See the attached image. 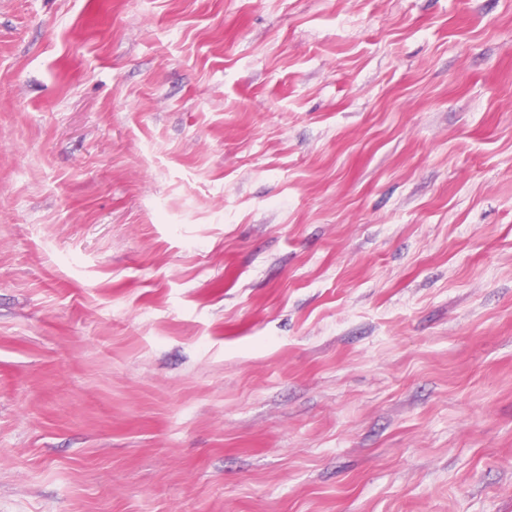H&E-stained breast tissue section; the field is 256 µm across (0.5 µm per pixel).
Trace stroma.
I'll return each instance as SVG.
<instances>
[{"label": "stroma", "mask_w": 512, "mask_h": 512, "mask_svg": "<svg viewBox=\"0 0 512 512\" xmlns=\"http://www.w3.org/2000/svg\"><path fill=\"white\" fill-rule=\"evenodd\" d=\"M0 512H512V0H0Z\"/></svg>", "instance_id": "35a3bbf8"}]
</instances>
